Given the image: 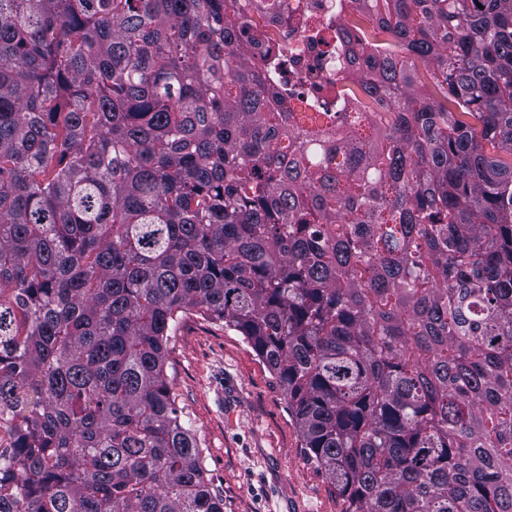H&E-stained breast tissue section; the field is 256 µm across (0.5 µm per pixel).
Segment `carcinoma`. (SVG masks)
<instances>
[{
	"label": "carcinoma",
	"mask_w": 512,
	"mask_h": 512,
	"mask_svg": "<svg viewBox=\"0 0 512 512\" xmlns=\"http://www.w3.org/2000/svg\"><path fill=\"white\" fill-rule=\"evenodd\" d=\"M234 0H0V512H224L170 333L239 332L345 512H512V0H352L314 112Z\"/></svg>",
	"instance_id": "1"
}]
</instances>
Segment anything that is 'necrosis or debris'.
Wrapping results in <instances>:
<instances>
[{
    "mask_svg": "<svg viewBox=\"0 0 512 512\" xmlns=\"http://www.w3.org/2000/svg\"><path fill=\"white\" fill-rule=\"evenodd\" d=\"M278 4L279 21L267 19L245 28L244 41L266 36L283 46L286 60L275 67L274 78L289 96L312 109L325 101L330 111H351L350 103L336 99L337 86L352 84L351 72L335 54L319 50L314 34L335 33L343 24L368 31L372 28L368 16L357 14L350 0H278Z\"/></svg>",
    "mask_w": 512,
    "mask_h": 512,
    "instance_id": "1",
    "label": "necrosis or debris"
}]
</instances>
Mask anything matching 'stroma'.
Wrapping results in <instances>:
<instances>
[{
	"label": "stroma",
	"instance_id": "stroma-1",
	"mask_svg": "<svg viewBox=\"0 0 512 512\" xmlns=\"http://www.w3.org/2000/svg\"><path fill=\"white\" fill-rule=\"evenodd\" d=\"M168 347L176 406L224 512H345L307 459L287 398L243 336L189 315Z\"/></svg>",
	"mask_w": 512,
	"mask_h": 512
}]
</instances>
